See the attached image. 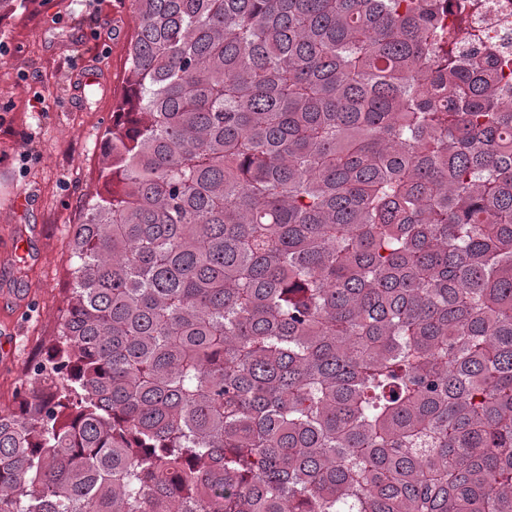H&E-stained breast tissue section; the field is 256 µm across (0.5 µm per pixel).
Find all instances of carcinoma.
<instances>
[{"label":"carcinoma","mask_w":512,"mask_h":512,"mask_svg":"<svg viewBox=\"0 0 512 512\" xmlns=\"http://www.w3.org/2000/svg\"><path fill=\"white\" fill-rule=\"evenodd\" d=\"M0 512H512V60L475 0H133Z\"/></svg>","instance_id":"1"}]
</instances>
